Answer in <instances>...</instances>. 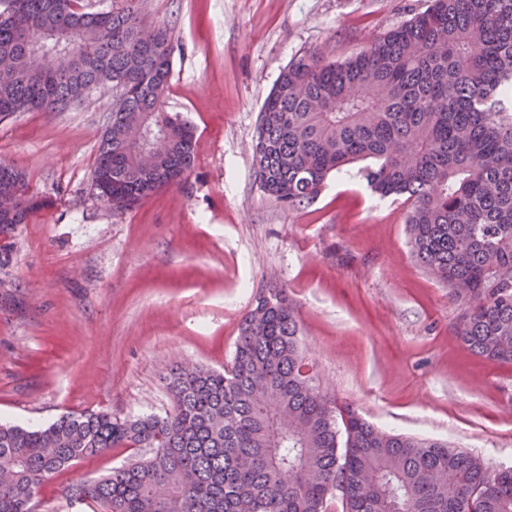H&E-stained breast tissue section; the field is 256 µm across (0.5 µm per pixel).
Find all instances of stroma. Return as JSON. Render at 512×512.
I'll return each mask as SVG.
<instances>
[{
	"instance_id": "obj_1",
	"label": "stroma",
	"mask_w": 512,
	"mask_h": 512,
	"mask_svg": "<svg viewBox=\"0 0 512 512\" xmlns=\"http://www.w3.org/2000/svg\"><path fill=\"white\" fill-rule=\"evenodd\" d=\"M427 4L144 0L148 21L171 30L164 107L195 127V160L182 183L122 212L91 188L110 92L0 119V162L49 201L0 243V422L164 414L168 372L223 367L242 316L277 284L336 405L512 465V364L463 348L461 306L412 259L405 206L373 195L353 164L291 212L262 192L252 158L261 105L295 55L343 60ZM128 456L53 474L35 512H93L73 488Z\"/></svg>"
}]
</instances>
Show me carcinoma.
Returning a JSON list of instances; mask_svg holds the SVG:
<instances>
[{"instance_id":"1","label":"carcinoma","mask_w":512,"mask_h":512,"mask_svg":"<svg viewBox=\"0 0 512 512\" xmlns=\"http://www.w3.org/2000/svg\"><path fill=\"white\" fill-rule=\"evenodd\" d=\"M141 0H0V116L64 112L112 87L92 188L114 211L181 181L194 129L163 99L172 35ZM263 192L294 211L362 162L406 204L411 253L462 305L473 354L512 363V0H430L341 61L291 59L253 144ZM44 202L0 163V235ZM172 410L0 424V512H33L43 481L113 448L135 458L73 491L105 512H512V466L388 434L314 385L288 293L259 292L230 361L178 368Z\"/></svg>"}]
</instances>
